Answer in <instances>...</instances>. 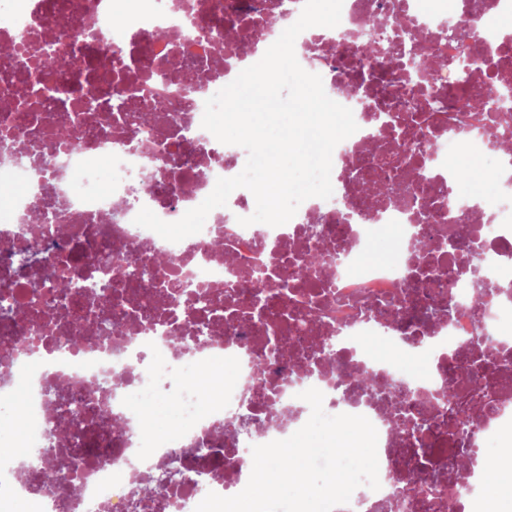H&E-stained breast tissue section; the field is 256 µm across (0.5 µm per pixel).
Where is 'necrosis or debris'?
<instances>
[{
	"instance_id": "4bbe7bcc",
	"label": "necrosis or debris",
	"mask_w": 512,
	"mask_h": 512,
	"mask_svg": "<svg viewBox=\"0 0 512 512\" xmlns=\"http://www.w3.org/2000/svg\"><path fill=\"white\" fill-rule=\"evenodd\" d=\"M304 0H0V289L22 304L0 316V386L10 425L0 430V512H194L205 491L246 486L252 446L288 438L309 419L300 392L324 395L327 414L366 416L378 433L379 489L358 487L335 512H485L483 469L459 457L494 448L512 466V157L485 134L512 141L468 105L447 64L467 30L498 33L512 0H343L337 27L297 37L299 64L350 108L357 131L332 154L329 199L286 224L242 226L256 202L245 188L213 209L201 232L173 243L133 219L141 208L179 220L240 172L247 152L202 128L204 102L258 62L299 17ZM258 45L227 51L221 38ZM420 38V80L403 82L390 55ZM379 45L366 57L361 40ZM62 54L54 74L41 45ZM110 52L113 70L96 69ZM177 59L181 75L161 74ZM512 83V43L472 82ZM69 138H58L60 128ZM421 165L434 191L422 197ZM379 194L368 205L363 182ZM40 246L20 263L21 243ZM380 246L385 259L365 263ZM109 280L120 314L85 298L61 300L51 280ZM205 295L196 304L181 287ZM94 333L79 349L76 324ZM369 336L428 358L422 377L360 349ZM200 373L176 388L181 416L149 427L141 400L160 380ZM375 377L380 399L364 393ZM67 400L108 409L71 436L55 428ZM494 406L489 417L480 408ZM180 485L167 486L168 469ZM59 473L57 487L43 472Z\"/></svg>"
}]
</instances>
